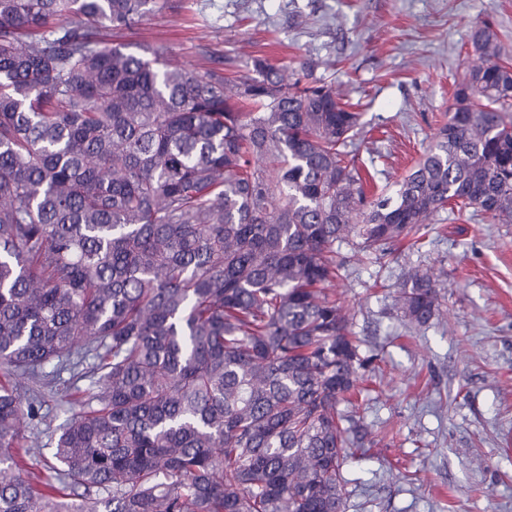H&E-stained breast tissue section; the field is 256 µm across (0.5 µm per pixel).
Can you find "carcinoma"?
Here are the masks:
<instances>
[{"instance_id": "cac0c4a2", "label": "carcinoma", "mask_w": 512, "mask_h": 512, "mask_svg": "<svg viewBox=\"0 0 512 512\" xmlns=\"http://www.w3.org/2000/svg\"><path fill=\"white\" fill-rule=\"evenodd\" d=\"M162 8L0 0V512H346L369 359L339 246L384 256L448 207L512 222V66L477 23L434 144L369 196L332 86L112 46ZM442 289L412 268L396 301L424 326ZM64 370L82 410L25 477L9 450L40 447Z\"/></svg>"}]
</instances>
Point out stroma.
<instances>
[{"label": "stroma", "mask_w": 512, "mask_h": 512, "mask_svg": "<svg viewBox=\"0 0 512 512\" xmlns=\"http://www.w3.org/2000/svg\"><path fill=\"white\" fill-rule=\"evenodd\" d=\"M484 18L512 63V0H169L112 41L136 54L164 46L196 72L243 75L255 57L311 64L360 114L371 193L433 144ZM410 267L444 284L438 319L412 332L395 306ZM333 288L370 360L357 402L369 435L343 466L347 512H512V223L440 211L390 257L349 258ZM42 414L43 448L26 458L35 473L69 416L57 395Z\"/></svg>", "instance_id": "1"}]
</instances>
